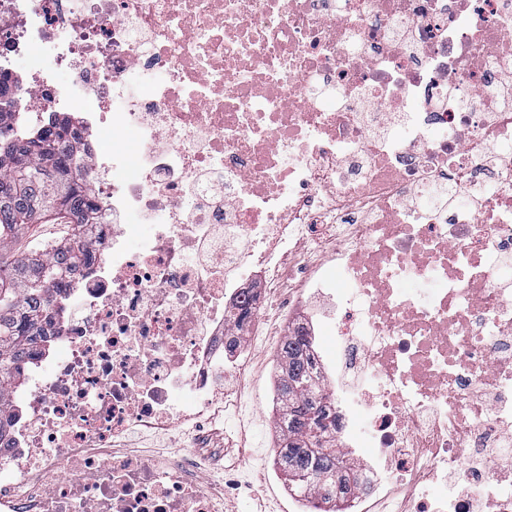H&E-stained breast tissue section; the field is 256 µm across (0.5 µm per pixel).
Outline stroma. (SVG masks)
Wrapping results in <instances>:
<instances>
[{
    "instance_id": "stroma-1",
    "label": "stroma",
    "mask_w": 512,
    "mask_h": 512,
    "mask_svg": "<svg viewBox=\"0 0 512 512\" xmlns=\"http://www.w3.org/2000/svg\"><path fill=\"white\" fill-rule=\"evenodd\" d=\"M71 234L70 225L59 219L31 224L12 240L7 252L17 256L41 242L63 243ZM279 337H272L262 351L250 359L249 377L242 387L244 396L253 398L254 407L242 422L224 427L212 423L208 431L222 444L226 461L239 462L250 475V482L240 490L229 491L224 498V512H256L257 500L276 502L280 512H307L302 502L289 495L274 465L277 443L272 385L275 377Z\"/></svg>"
}]
</instances>
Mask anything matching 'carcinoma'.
<instances>
[{"label": "carcinoma", "instance_id": "obj_1", "mask_svg": "<svg viewBox=\"0 0 512 512\" xmlns=\"http://www.w3.org/2000/svg\"><path fill=\"white\" fill-rule=\"evenodd\" d=\"M14 125L0 140V249L26 224L54 215L72 225L68 242L5 261L0 257V396L19 385L21 364L37 354L50 314L53 287L66 286L88 264L92 225L85 222L92 189L68 145L70 122L48 112L32 123L0 112ZM279 374L273 403L279 440L274 463L288 491L317 512H347L358 490L355 472L335 448L338 426L321 384L314 339L297 327L277 349Z\"/></svg>", "mask_w": 512, "mask_h": 512}]
</instances>
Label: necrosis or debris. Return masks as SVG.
<instances>
[{
  "label": "necrosis or debris",
  "instance_id": "obj_1",
  "mask_svg": "<svg viewBox=\"0 0 512 512\" xmlns=\"http://www.w3.org/2000/svg\"><path fill=\"white\" fill-rule=\"evenodd\" d=\"M0 74L87 113L99 206L82 314L4 395L0 512H224L200 430L286 301L336 333L359 503L512 512V0H0ZM195 443V437L191 435H180L163 443H152L151 441H136L132 446L137 448L163 447L162 450L172 458H182L187 455Z\"/></svg>",
  "mask_w": 512,
  "mask_h": 512
}]
</instances>
